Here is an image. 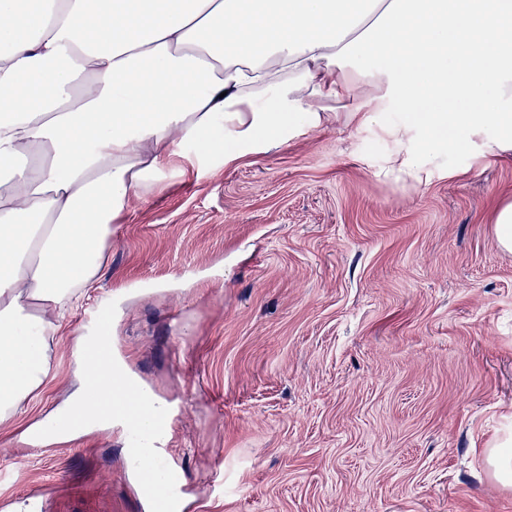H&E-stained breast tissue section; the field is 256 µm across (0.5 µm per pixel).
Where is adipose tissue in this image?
Masks as SVG:
<instances>
[{
	"mask_svg": "<svg viewBox=\"0 0 512 512\" xmlns=\"http://www.w3.org/2000/svg\"><path fill=\"white\" fill-rule=\"evenodd\" d=\"M37 2L0 0V422L52 379L114 224L194 145L231 164L383 126L412 179L452 133L512 153V0Z\"/></svg>",
	"mask_w": 512,
	"mask_h": 512,
	"instance_id": "adipose-tissue-1",
	"label": "adipose tissue"
}]
</instances>
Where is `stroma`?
<instances>
[{
    "label": "stroma",
    "instance_id": "1",
    "mask_svg": "<svg viewBox=\"0 0 512 512\" xmlns=\"http://www.w3.org/2000/svg\"><path fill=\"white\" fill-rule=\"evenodd\" d=\"M376 126L341 124L170 176L117 224L101 288L112 349L173 415L182 512H512L487 464L512 437V253L493 220L512 155L456 144L390 175ZM0 422V512H150L122 423L39 445L23 431L74 381Z\"/></svg>",
    "mask_w": 512,
    "mask_h": 512
}]
</instances>
